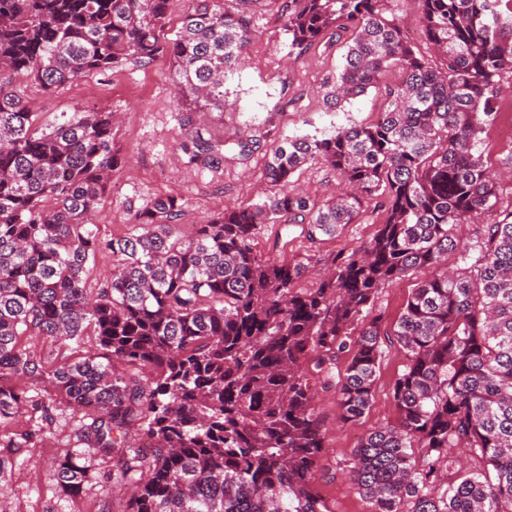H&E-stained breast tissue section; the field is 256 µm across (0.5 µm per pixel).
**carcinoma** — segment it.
<instances>
[{
  "label": "carcinoma",
  "mask_w": 512,
  "mask_h": 512,
  "mask_svg": "<svg viewBox=\"0 0 512 512\" xmlns=\"http://www.w3.org/2000/svg\"><path fill=\"white\" fill-rule=\"evenodd\" d=\"M258 2L192 0L165 46L170 0H0V426L37 405L3 384L23 376L88 418L77 442L117 458L113 482L136 481L130 512H333L315 485L326 446L311 379L336 396L339 421H358L382 337L393 336L406 357L397 421L352 449V485L371 512H512V201L501 202V174L480 151L512 78V0H417L438 65L407 41L390 0H281L300 54L354 30L324 98L339 105L373 90L384 108L371 124L273 147L264 176L274 193L213 214L189 239L169 195L134 210L136 229L99 236L92 217L119 163L112 112L42 125L11 89L25 75L53 95L90 74L145 67L168 47L178 105L222 112L224 76L253 39ZM183 151L208 167L224 159L200 127L187 129ZM308 163L343 191L318 206L289 189ZM376 199L384 223L359 250L333 255L314 288L298 282L322 259L253 250L264 224L332 239ZM462 224L476 225L473 241ZM103 253L114 272L90 288ZM422 269L385 329L379 291ZM90 333L97 349L77 360L22 346L29 334L79 348ZM32 437L0 433V448ZM90 468L69 450L56 482L76 497Z\"/></svg>",
  "instance_id": "obj_1"
}]
</instances>
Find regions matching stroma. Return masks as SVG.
Returning a JSON list of instances; mask_svg holds the SVG:
<instances>
[{"mask_svg": "<svg viewBox=\"0 0 512 512\" xmlns=\"http://www.w3.org/2000/svg\"><path fill=\"white\" fill-rule=\"evenodd\" d=\"M256 35L242 64L224 79V109L185 115L173 96L175 63L170 53L160 54L148 66L123 67L79 78L52 96L42 95L26 77H16L14 87L35 100L43 121L75 108H103L114 112L112 129L120 164L113 170L110 189L99 207L96 223L102 237L131 231L132 209L164 195L177 196L184 210L182 235L206 223L224 207L263 200L272 191L263 175L267 154L288 138L322 137L353 125L377 120L383 101L367 92L350 102L333 105L320 92L323 81L335 74L354 33L339 32L333 40L312 46L298 59L288 57V36L272 0H261L255 12ZM194 122L213 140L234 148L242 137L255 139L257 147L247 159L227 158L216 168L190 163L180 144L184 121ZM296 186L323 202L340 191L339 180L318 165H306L293 177ZM386 218L384 211L365 204L360 223L347 225L339 237L320 243L285 232L277 224L262 225L253 247L265 259L299 258L314 254L352 252L367 242ZM406 362L396 344L383 345L370 409L356 423L337 420L336 399L322 395L317 413L322 422L326 454L320 461L316 486L333 512H370L346 473L351 450L368 433L395 424L397 413L392 388ZM8 384L28 391L50 407L52 421L24 408L10 425L13 433L29 432L34 441L12 456V469L0 476V512H127L128 497L110 479L114 462L93 458L92 477L81 496H67L54 477L59 456L75 444L77 416L53 388L11 376Z\"/></svg>", "mask_w": 512, "mask_h": 512, "instance_id": "1", "label": "stroma"}]
</instances>
